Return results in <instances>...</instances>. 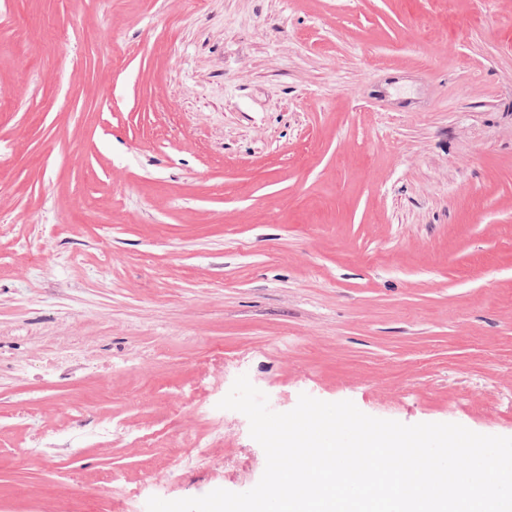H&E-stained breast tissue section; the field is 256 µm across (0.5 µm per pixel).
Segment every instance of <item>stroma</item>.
Instances as JSON below:
<instances>
[{"label": "stroma", "instance_id": "35a3bbf8", "mask_svg": "<svg viewBox=\"0 0 512 512\" xmlns=\"http://www.w3.org/2000/svg\"><path fill=\"white\" fill-rule=\"evenodd\" d=\"M243 374L512 437V0H0V512L252 489Z\"/></svg>", "mask_w": 512, "mask_h": 512}]
</instances>
